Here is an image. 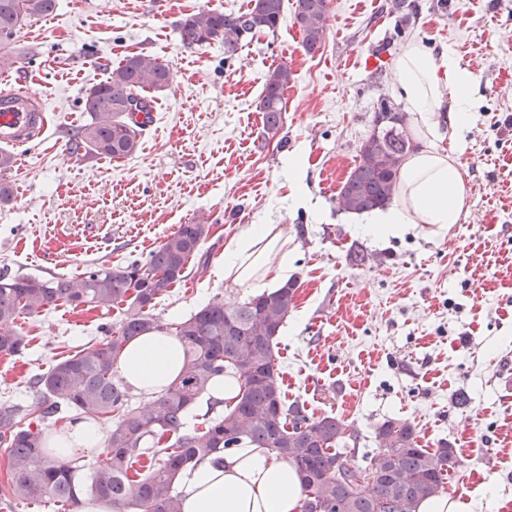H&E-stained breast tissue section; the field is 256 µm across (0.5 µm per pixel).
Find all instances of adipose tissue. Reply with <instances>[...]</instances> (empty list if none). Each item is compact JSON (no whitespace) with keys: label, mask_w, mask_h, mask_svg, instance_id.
<instances>
[{"label":"adipose tissue","mask_w":512,"mask_h":512,"mask_svg":"<svg viewBox=\"0 0 512 512\" xmlns=\"http://www.w3.org/2000/svg\"><path fill=\"white\" fill-rule=\"evenodd\" d=\"M393 75L406 112L416 117L418 145L400 168L397 202L370 216L367 231L386 239L419 225L442 235L459 222L468 192L454 152L441 142L468 119L473 77L453 55L435 58L418 41L395 58ZM287 255L281 225L250 224L225 249L224 276L240 287L267 288L287 277ZM183 364L176 337L151 333L126 345L117 378L153 396L178 379ZM106 438L99 420L77 416L51 431L45 452L55 459L72 458L104 447ZM180 485L182 512H300L302 483L296 467L248 444L193 462Z\"/></svg>","instance_id":"ef3b65f1"}]
</instances>
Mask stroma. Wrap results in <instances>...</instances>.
<instances>
[{"instance_id":"stroma-1","label":"stroma","mask_w":512,"mask_h":512,"mask_svg":"<svg viewBox=\"0 0 512 512\" xmlns=\"http://www.w3.org/2000/svg\"><path fill=\"white\" fill-rule=\"evenodd\" d=\"M394 2L330 0L326 39L309 52L295 0H283L276 34L229 58L220 43L185 46L177 24L202 8L242 12L250 0H58L53 14L23 22L0 92L23 90L46 112L40 141L17 148L0 174L13 191L0 203V269L75 279L91 264L144 257L201 220L212 231L200 258L154 309L170 323L214 298H251L225 281L224 249L245 225H282L299 284L281 332L286 402L349 425L353 466L379 452L376 429L388 419L411 424L420 447L448 441L460 464L446 494L471 512H512V0H411L407 25ZM413 40L477 78L469 123L452 142L469 207L445 236L417 225L380 242L336 196L380 102L403 109L392 66ZM136 54L172 69L168 86L147 93L154 121L138 152H73L86 92ZM280 65L293 79L269 132L257 105ZM294 156L299 187L287 173ZM356 246L367 255L359 267L347 259ZM119 317L65 306L21 315L28 348L0 357V403L34 405L32 377ZM461 392L467 405L454 403Z\"/></svg>"}]
</instances>
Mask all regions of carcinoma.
I'll list each match as a JSON object with an SVG mask.
<instances>
[{"label": "carcinoma", "mask_w": 512, "mask_h": 512, "mask_svg": "<svg viewBox=\"0 0 512 512\" xmlns=\"http://www.w3.org/2000/svg\"><path fill=\"white\" fill-rule=\"evenodd\" d=\"M56 6L57 0H0V43L3 36H14L23 21L48 15ZM282 6L283 0H251V7L237 14L202 9L180 21V36L190 46L222 42L228 59L255 33H275ZM328 8L329 0H296L295 20L309 52L325 41ZM171 75L169 65L148 56L125 58L87 92L89 121L74 134L72 149L112 159L136 154L138 135L153 121V100L143 91L164 88ZM291 79L288 66L280 65L265 82L259 109L269 132L280 127ZM404 122L388 103H380L372 133L360 146V161L339 191L344 210L359 214L391 204L400 162L411 148ZM209 232L208 224H182L144 259L115 269L90 265L77 280L0 272L1 356H18L27 349L26 337L17 330L24 312L62 305L106 310L125 305L118 322L100 326L101 340L32 378L40 394L34 406L24 411L0 405V446L8 471V485L0 495L9 497L6 504L54 501L76 512L90 497L111 505L112 512H181L176 486L182 471L243 443L296 464L302 512H415L420 501L439 493L458 465L451 460L448 443L433 451L421 448L411 424L386 420L377 437L385 453L396 457V473L378 468L380 454L369 465L352 468L343 460V422L331 415L314 418L297 403L285 404L277 339L295 307L297 282L232 307L215 298L184 320L159 323L153 313L158 300L185 278L188 263ZM154 332L179 339L183 372L167 391L134 406L127 389L114 381L112 369L128 342ZM229 371L239 381L235 404L185 430L186 415L210 381ZM63 406L112 423L107 447L93 463L50 460L44 453L43 424ZM166 437L172 443L153 453L141 478H133L143 444L150 439L158 445Z\"/></svg>", "instance_id": "1"}]
</instances>
